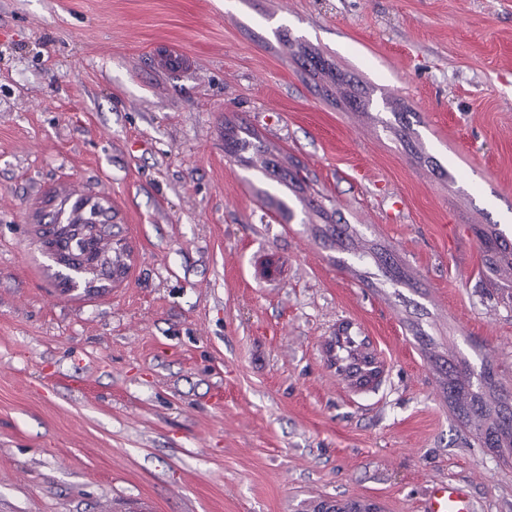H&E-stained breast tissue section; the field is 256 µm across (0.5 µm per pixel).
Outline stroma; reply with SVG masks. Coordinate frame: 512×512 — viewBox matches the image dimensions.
Masks as SVG:
<instances>
[{
  "label": "stroma",
  "instance_id": "stroma-1",
  "mask_svg": "<svg viewBox=\"0 0 512 512\" xmlns=\"http://www.w3.org/2000/svg\"><path fill=\"white\" fill-rule=\"evenodd\" d=\"M81 198L126 266L94 289L40 249ZM476 224L512 238V0H0V512H512L412 331L512 387ZM370 259V263L381 272L385 284L395 286L403 282V272L399 264L385 253L371 252ZM423 512H472L467 494L453 484L432 486L430 495L425 499Z\"/></svg>",
  "mask_w": 512,
  "mask_h": 512
}]
</instances>
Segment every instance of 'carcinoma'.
Masks as SVG:
<instances>
[{
    "instance_id": "obj_1",
    "label": "carcinoma",
    "mask_w": 512,
    "mask_h": 512,
    "mask_svg": "<svg viewBox=\"0 0 512 512\" xmlns=\"http://www.w3.org/2000/svg\"><path fill=\"white\" fill-rule=\"evenodd\" d=\"M102 217V209L93 204L85 217H66L52 227V243L56 249L72 255L68 274L75 279L83 277L94 265L103 268L108 264L109 231ZM474 232L484 253L486 270L495 276L504 270H512V242L493 228L476 227ZM370 263L378 268L385 283L395 286L403 282L399 264L385 253H371ZM433 363L443 371L441 384L454 412L477 441L503 460H512V389L506 387L492 364L486 363L481 383L475 387L467 359L445 360L435 356ZM369 507L368 503L352 500L339 507L324 504L320 509L368 512Z\"/></svg>"
}]
</instances>
